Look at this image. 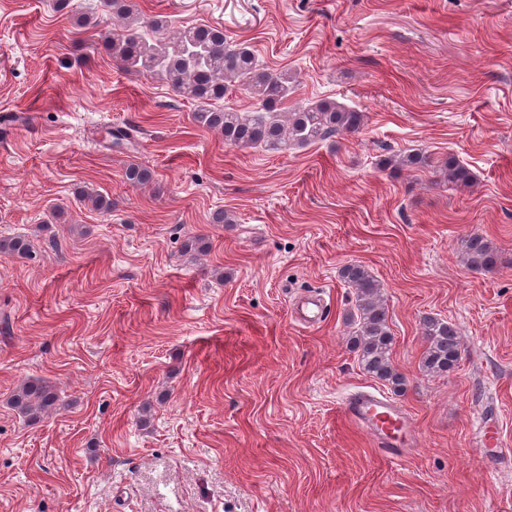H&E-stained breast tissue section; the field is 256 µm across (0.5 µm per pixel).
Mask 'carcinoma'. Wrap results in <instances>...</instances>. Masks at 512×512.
<instances>
[{"instance_id":"carcinoma-1","label":"carcinoma","mask_w":512,"mask_h":512,"mask_svg":"<svg viewBox=\"0 0 512 512\" xmlns=\"http://www.w3.org/2000/svg\"><path fill=\"white\" fill-rule=\"evenodd\" d=\"M104 6L126 20L123 30L104 38V48L114 65L122 71L160 79L175 94L194 100V123L221 134L228 147L277 152L357 134L365 127V113L333 100L281 111L296 87L295 73L260 64L250 45L231 44L218 27L203 24L174 30L165 17H142L133 0H104ZM236 90L255 101L254 110L238 112L221 106L225 96ZM380 164L385 168H424L434 161L421 153H399L380 160ZM438 170L451 184H473L470 170L454 158L441 162ZM125 177L132 186L146 185L153 179L151 171L135 164L126 169ZM79 197L96 210H112V200L102 195L81 192ZM30 249L22 237L0 239V253L27 258ZM460 253L464 263L476 270L491 269L501 260L497 247L480 235L462 240ZM340 276L355 291L357 320L348 342L360 369L394 393H403L406 377L392 361L393 336L380 282L356 262L345 264ZM422 330L426 347L421 370L432 376L453 371L462 355L456 327L428 316L423 319ZM10 402L27 420L37 421L60 406V396L54 385L33 378L13 391Z\"/></svg>"}]
</instances>
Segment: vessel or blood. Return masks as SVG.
Returning <instances> with one entry per match:
<instances>
[{
  "label": "vessel or blood",
  "mask_w": 512,
  "mask_h": 512,
  "mask_svg": "<svg viewBox=\"0 0 512 512\" xmlns=\"http://www.w3.org/2000/svg\"><path fill=\"white\" fill-rule=\"evenodd\" d=\"M346 417L366 431L377 447L391 457H403L416 444V433L409 414L390 397L376 391L359 390L347 399Z\"/></svg>",
  "instance_id": "obj_1"
}]
</instances>
